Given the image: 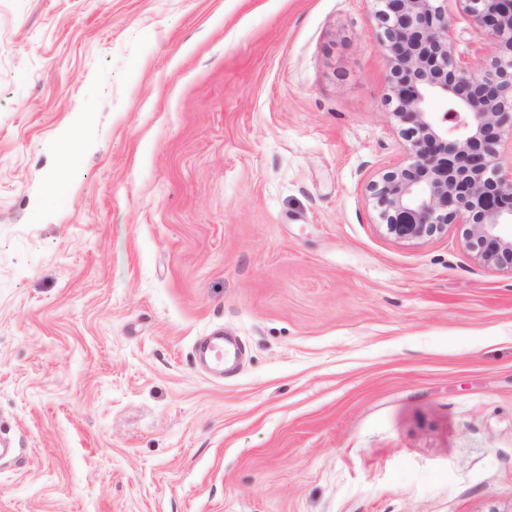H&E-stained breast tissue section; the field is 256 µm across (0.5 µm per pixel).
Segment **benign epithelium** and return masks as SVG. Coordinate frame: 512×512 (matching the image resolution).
Returning a JSON list of instances; mask_svg holds the SVG:
<instances>
[{
  "instance_id": "obj_1",
  "label": "benign epithelium",
  "mask_w": 512,
  "mask_h": 512,
  "mask_svg": "<svg viewBox=\"0 0 512 512\" xmlns=\"http://www.w3.org/2000/svg\"><path fill=\"white\" fill-rule=\"evenodd\" d=\"M390 67L393 114L405 125L412 162L371 186L380 218L398 239L449 224L470 226L469 246L512 271V169L496 146L512 124V0H457L495 41V71L466 62L448 43L447 0H375ZM446 111L432 110V103Z\"/></svg>"
}]
</instances>
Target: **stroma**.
<instances>
[{"mask_svg":"<svg viewBox=\"0 0 512 512\" xmlns=\"http://www.w3.org/2000/svg\"><path fill=\"white\" fill-rule=\"evenodd\" d=\"M377 8L0 0V512H512V271L381 223ZM203 354L208 358L210 370L215 374H221L224 366L236 356L237 347L224 336H209Z\"/></svg>","mask_w":512,"mask_h":512,"instance_id":"1","label":"stroma"}]
</instances>
